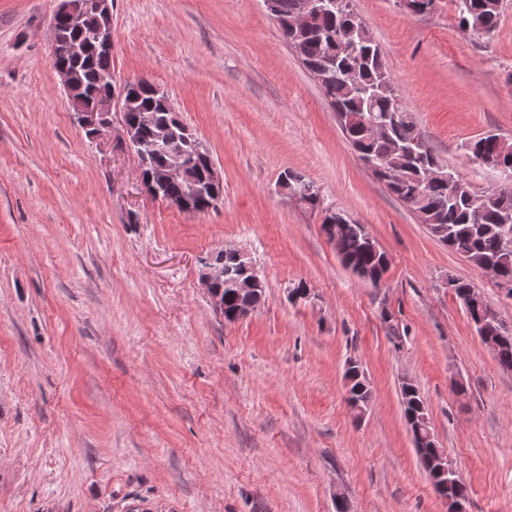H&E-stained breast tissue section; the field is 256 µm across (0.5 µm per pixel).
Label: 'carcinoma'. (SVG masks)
<instances>
[{
	"label": "carcinoma",
	"instance_id": "cac0c4a2",
	"mask_svg": "<svg viewBox=\"0 0 512 512\" xmlns=\"http://www.w3.org/2000/svg\"><path fill=\"white\" fill-rule=\"evenodd\" d=\"M297 0H275L279 29L284 41L297 51L302 63L311 73L318 71L330 72V77L320 84V89L329 105L336 113L352 117L343 127L347 141L358 153L361 160L375 157L387 158L394 156L398 144L407 143L412 138L415 128L402 95L391 100L386 97L367 99L362 96L355 85L347 80V74L358 75V84L373 85L381 79L389 78L381 50L372 37L369 28L356 15L352 3L339 7H331L318 14L310 27L297 35L288 28V18L296 9ZM459 27L474 33H490L497 28L501 0H453ZM95 20L87 21L86 30L75 32L67 24L57 20L58 37L52 48L54 64L73 69L79 78V84L85 91L98 87L99 76L112 68V56L95 49L92 38ZM381 115L386 112H400L405 119L392 123L380 136L373 138L364 127L363 118L367 110ZM181 120L173 108L169 95L159 85L148 79L138 81V91L132 96V105L126 112V121L138 126L143 140L172 135L177 130V121ZM408 146V152L395 156L399 177L387 173L373 171L375 178L382 182L391 194L413 211L421 210L426 214V226L430 233L440 242L447 245L453 252L475 260V265L484 268L488 263L491 268L486 270L496 284L511 285L512 295V248L502 244L501 227L503 210L512 211V196L499 199L495 196L487 198L483 210L475 212L471 199L475 191L459 172H454L450 182L441 181L421 186L424 162L435 160L448 167L439 155L427 144L423 145L422 158H415ZM468 155L485 154L492 157V168L499 170L512 185V151L502 152L498 143L486 136L477 137L465 146ZM176 153L161 151L148 159L142 169V176L148 177L150 171L163 168L174 161ZM182 164L186 166L185 177L166 184L161 194L167 197L182 195L191 184L206 185L210 156L197 153L186 147L183 151ZM288 181L296 183L308 191L310 207L321 208L322 200L319 190L313 181L292 171L283 172ZM339 229L342 242L340 261L352 274L359 278L367 277L377 285L388 269L384 261V253H377L366 247L363 239L367 227L350 218L344 223L336 224V214H331L321 223V230L328 239L333 236V228ZM216 260L224 261V273L228 278L214 284V288L224 298V315L230 317L239 310L250 306H258L265 300V288L256 291L255 296L246 299L239 296L228 280L241 275L242 269L231 255L220 250L215 254ZM472 285L462 279L454 280L453 290L456 297L465 305L468 317L477 322L480 317H488L494 309L487 302L480 305L472 304L467 294ZM499 365L512 370V335L502 338L496 352ZM344 379L347 381V401L352 405L361 400H371V391L360 365L348 363ZM401 403L406 422H411L420 412L425 402L417 387L404 381L400 387ZM412 443L415 446L423 466H428V457L433 448L424 443V436L416 427H411Z\"/></svg>",
	"mask_w": 512,
	"mask_h": 512
}]
</instances>
